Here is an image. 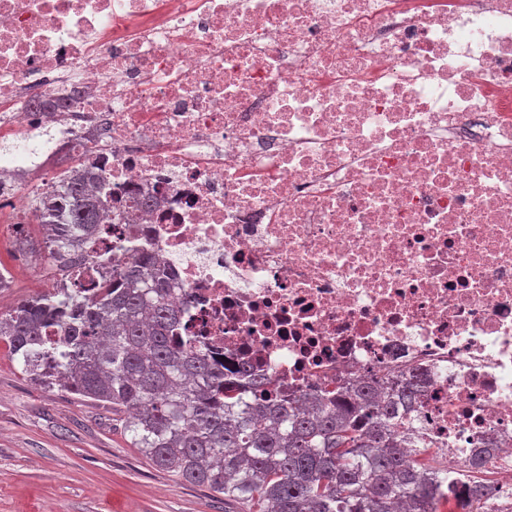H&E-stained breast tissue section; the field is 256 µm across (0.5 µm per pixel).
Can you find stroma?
I'll return each mask as SVG.
<instances>
[{
    "label": "stroma",
    "instance_id": "stroma-1",
    "mask_svg": "<svg viewBox=\"0 0 512 512\" xmlns=\"http://www.w3.org/2000/svg\"><path fill=\"white\" fill-rule=\"evenodd\" d=\"M13 218L0 210L2 315L41 292ZM0 512H224V500L153 466L111 410L35 384L0 338Z\"/></svg>",
    "mask_w": 512,
    "mask_h": 512
}]
</instances>
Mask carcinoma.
Wrapping results in <instances>:
<instances>
[{"mask_svg": "<svg viewBox=\"0 0 512 512\" xmlns=\"http://www.w3.org/2000/svg\"><path fill=\"white\" fill-rule=\"evenodd\" d=\"M102 206L82 178L52 198L34 196L43 240L20 247L43 248L76 273L80 232L100 223ZM121 249L111 279L82 274L25 301L0 315V337L34 382L126 415L133 447L154 466L228 503L256 498L261 512H444L452 498L471 512L490 498L473 483L458 498L451 469L397 438L401 412L420 397L416 383L392 395L365 384L320 400L273 398L269 381L244 366L223 370L175 335L159 260Z\"/></svg>", "mask_w": 512, "mask_h": 512, "instance_id": "cac0c4a2", "label": "carcinoma"}]
</instances>
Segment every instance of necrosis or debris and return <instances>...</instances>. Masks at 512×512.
Wrapping results in <instances>:
<instances>
[{"label": "necrosis or debris", "instance_id": "necrosis-or-debris-1", "mask_svg": "<svg viewBox=\"0 0 512 512\" xmlns=\"http://www.w3.org/2000/svg\"><path fill=\"white\" fill-rule=\"evenodd\" d=\"M0 139L15 238L87 175L96 278L152 252L279 394L418 377L411 447L512 512V0H0Z\"/></svg>", "mask_w": 512, "mask_h": 512}]
</instances>
